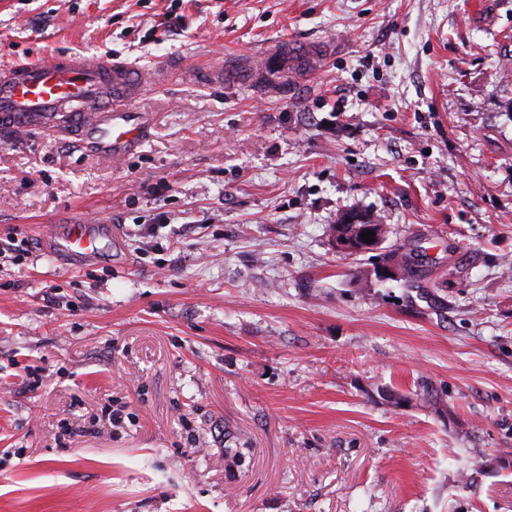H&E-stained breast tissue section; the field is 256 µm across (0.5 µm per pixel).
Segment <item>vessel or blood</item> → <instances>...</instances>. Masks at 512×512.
Returning <instances> with one entry per match:
<instances>
[{
	"mask_svg": "<svg viewBox=\"0 0 512 512\" xmlns=\"http://www.w3.org/2000/svg\"><path fill=\"white\" fill-rule=\"evenodd\" d=\"M318 56L309 48L272 47L256 64L242 67L227 61L196 71L201 82H245L279 92L293 73H309ZM166 71H145L127 61L53 55L0 66V128L16 139L40 129L55 135L80 132L112 161H122L140 147L153 122L134 102L147 87L161 84ZM116 227L100 219H79L52 225L41 235L43 250L79 270L97 260Z\"/></svg>",
	"mask_w": 512,
	"mask_h": 512,
	"instance_id": "b4317fda",
	"label": "vessel or blood"
}]
</instances>
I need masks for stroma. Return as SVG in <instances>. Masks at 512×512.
<instances>
[{
    "instance_id": "obj_1",
    "label": "stroma",
    "mask_w": 512,
    "mask_h": 512,
    "mask_svg": "<svg viewBox=\"0 0 512 512\" xmlns=\"http://www.w3.org/2000/svg\"><path fill=\"white\" fill-rule=\"evenodd\" d=\"M289 41L292 95L190 73ZM58 53L184 72L121 162L0 134V512H512V0H0ZM77 217L111 259L43 251ZM115 224L100 219H79L53 224L41 234L43 250L66 261L68 269L87 267L102 253L103 242L112 244ZM355 230L357 231L356 236L348 238L344 235L340 240L337 241L336 245L341 251L353 254L362 251H376L384 242L377 224H360L356 227ZM368 230L374 231V235L370 236V238L373 239V242H362L361 233H367Z\"/></svg>"
}]
</instances>
